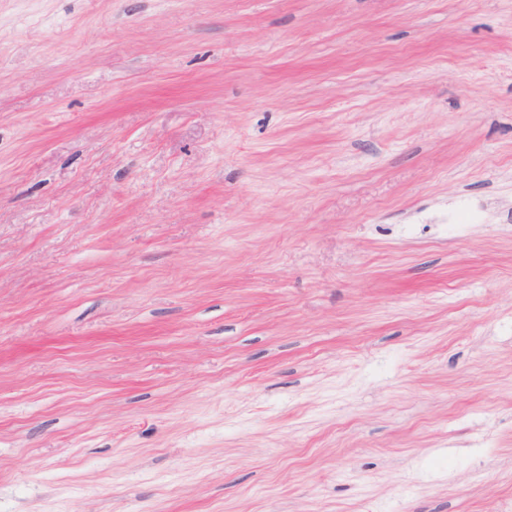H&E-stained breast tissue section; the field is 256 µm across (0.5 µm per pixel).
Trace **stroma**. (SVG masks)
<instances>
[{
	"label": "stroma",
	"mask_w": 512,
	"mask_h": 512,
	"mask_svg": "<svg viewBox=\"0 0 512 512\" xmlns=\"http://www.w3.org/2000/svg\"><path fill=\"white\" fill-rule=\"evenodd\" d=\"M510 498L512 0H0V512Z\"/></svg>",
	"instance_id": "35a3bbf8"
}]
</instances>
